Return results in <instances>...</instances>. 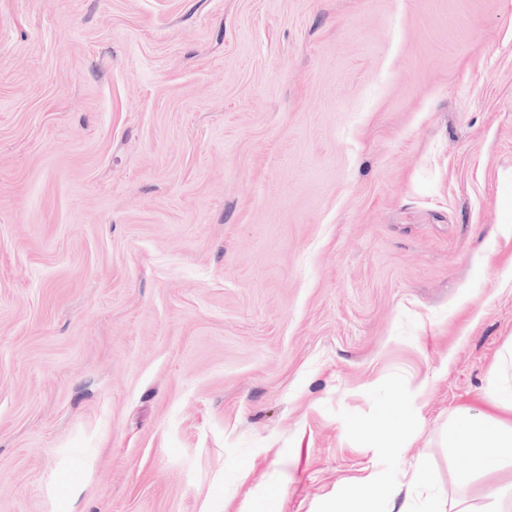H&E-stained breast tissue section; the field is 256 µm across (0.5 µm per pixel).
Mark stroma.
Listing matches in <instances>:
<instances>
[{"label": "stroma", "mask_w": 512, "mask_h": 512, "mask_svg": "<svg viewBox=\"0 0 512 512\" xmlns=\"http://www.w3.org/2000/svg\"><path fill=\"white\" fill-rule=\"evenodd\" d=\"M511 338L512 0H0V512H434ZM397 492L381 483H354L347 486L326 512H378L377 503L394 498Z\"/></svg>", "instance_id": "1"}]
</instances>
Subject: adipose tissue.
<instances>
[{"label":"adipose tissue","mask_w":512,"mask_h":512,"mask_svg":"<svg viewBox=\"0 0 512 512\" xmlns=\"http://www.w3.org/2000/svg\"><path fill=\"white\" fill-rule=\"evenodd\" d=\"M489 399L497 407L512 412V341L499 351L489 373ZM445 444L465 464L454 473L455 494L444 499L439 512H512V497L487 496L475 506L466 492L476 477L494 467L512 476V422L482 412L461 410L453 413L445 430ZM392 488L381 483H354L347 486L328 512H377V503L394 497Z\"/></svg>","instance_id":"adipose-tissue-1"}]
</instances>
